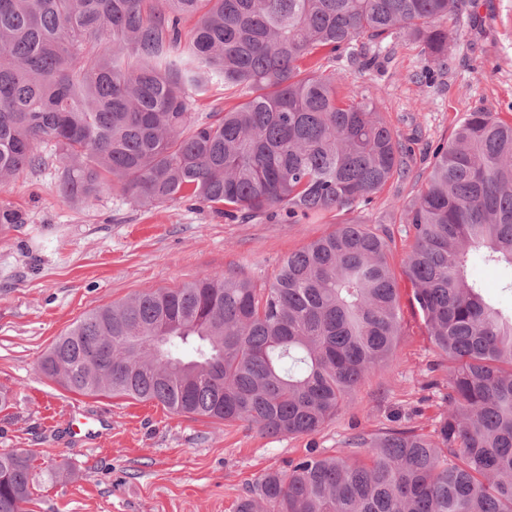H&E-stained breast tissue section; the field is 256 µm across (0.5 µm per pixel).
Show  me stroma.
Here are the masks:
<instances>
[{"label": "stroma", "instance_id": "obj_1", "mask_svg": "<svg viewBox=\"0 0 512 512\" xmlns=\"http://www.w3.org/2000/svg\"><path fill=\"white\" fill-rule=\"evenodd\" d=\"M455 29L443 70L399 33L367 43L370 67L344 57L325 65L339 94L372 99L408 149L406 175L369 206L294 223L277 209L239 222L193 201L141 208L110 190L78 204L59 194L53 165L16 177L0 194V206L24 217L0 224V391L11 398L0 410V452L34 457L28 512H235L259 475L308 450L335 454L360 431L433 433L447 411L448 373L401 275L413 243L403 209L466 113L482 108L512 123V0H473ZM345 222L387 241L400 275L402 332L393 360L366 376L350 408L316 434L269 436L244 422L176 416L151 401L78 394L39 369L55 339L89 310L218 272L267 286L288 254ZM72 412L104 419L95 440L72 433Z\"/></svg>", "mask_w": 512, "mask_h": 512}]
</instances>
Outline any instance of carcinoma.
<instances>
[{
  "instance_id": "carcinoma-1",
  "label": "carcinoma",
  "mask_w": 512,
  "mask_h": 512,
  "mask_svg": "<svg viewBox=\"0 0 512 512\" xmlns=\"http://www.w3.org/2000/svg\"><path fill=\"white\" fill-rule=\"evenodd\" d=\"M463 0H0V192L60 158L87 203L194 199L250 218L349 210L404 174L406 148L326 62L394 30L444 64ZM195 21L183 31L184 24ZM244 100L201 121L212 77ZM403 273L448 362L431 434L359 432L267 471L237 512H512V123L473 111L404 212ZM501 271L491 294L471 274ZM402 328L387 245L360 224L288 255L265 288L214 275L94 309L40 370L80 394L271 435H313L393 356ZM34 459L0 452V512H25Z\"/></svg>"
}]
</instances>
